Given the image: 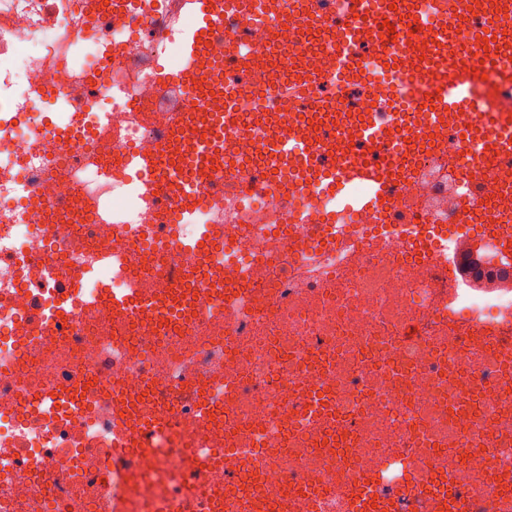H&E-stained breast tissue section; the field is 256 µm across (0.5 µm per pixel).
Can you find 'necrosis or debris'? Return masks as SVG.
<instances>
[{"label":"necrosis or debris","instance_id":"4bbe7bcc","mask_svg":"<svg viewBox=\"0 0 512 512\" xmlns=\"http://www.w3.org/2000/svg\"><path fill=\"white\" fill-rule=\"evenodd\" d=\"M187 5L119 14L104 0H0V41L14 50L0 67V512H212L214 491L256 512H353L363 493L433 512L451 476L462 491L483 484L472 512H512V293H460L401 225L371 215L358 218L365 246L322 245L334 203L321 187L242 188L266 166L260 113L284 137L311 108L306 91L273 86L267 43L303 47L304 66L327 77L319 92L355 111L383 87L408 125L431 90L416 66L465 62L466 33L449 31L443 47L414 31L394 68L365 64L348 86L324 49L329 31L248 23L232 104L253 133L213 155L224 193L197 209L206 237L160 205L154 182L168 169L150 178L137 164L160 153L173 114L157 104L161 72L129 61L175 57ZM454 142L415 136L407 159L441 166ZM466 162L484 174L475 234L442 233L415 208L432 196L456 215L459 191L403 188L412 219L462 256L512 213L495 164L474 146ZM297 205L314 227L304 241L285 222ZM182 264L187 282L170 292L167 270ZM453 301L467 319L449 317ZM462 374L480 380L463 407ZM70 383L78 395L62 397ZM116 385L136 424L157 426L150 447L122 456ZM469 432L485 446L459 453ZM403 458L422 465L425 487H404Z\"/></svg>","mask_w":512,"mask_h":512}]
</instances>
